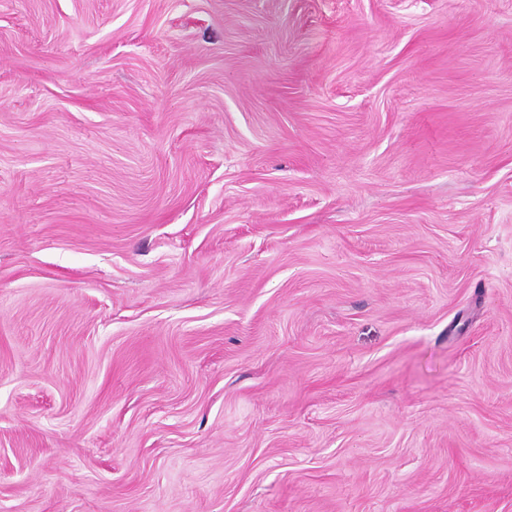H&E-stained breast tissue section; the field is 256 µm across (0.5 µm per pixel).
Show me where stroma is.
I'll use <instances>...</instances> for the list:
<instances>
[{"instance_id": "stroma-1", "label": "stroma", "mask_w": 512, "mask_h": 512, "mask_svg": "<svg viewBox=\"0 0 512 512\" xmlns=\"http://www.w3.org/2000/svg\"><path fill=\"white\" fill-rule=\"evenodd\" d=\"M0 512H512V0H0Z\"/></svg>"}]
</instances>
